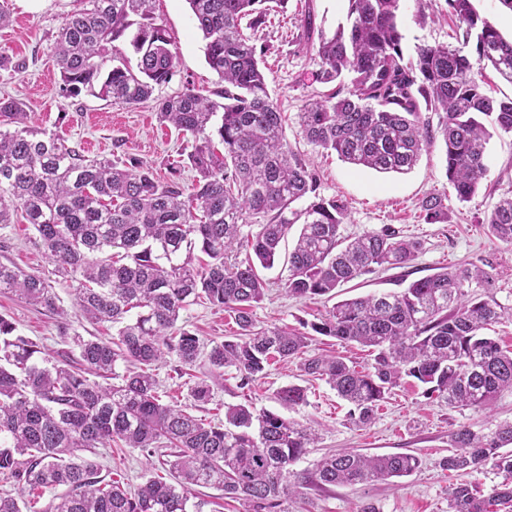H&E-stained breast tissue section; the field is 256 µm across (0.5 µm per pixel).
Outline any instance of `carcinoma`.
<instances>
[{"label": "carcinoma", "instance_id": "obj_1", "mask_svg": "<svg viewBox=\"0 0 512 512\" xmlns=\"http://www.w3.org/2000/svg\"><path fill=\"white\" fill-rule=\"evenodd\" d=\"M154 0H86L63 18L53 46L61 94L86 91L115 104L149 100L159 121L192 138L186 167L197 173L190 192L171 178L157 181L136 157L118 164L87 160L59 139L27 125L26 104L0 98V224L21 209L57 272L77 283L75 304L89 319L117 328L109 339L75 335L80 367L53 361L42 347L16 334L0 315V478L16 494H0V512H203L190 502L196 487H214L243 512H281L293 488L387 481L421 465L412 454L368 456L354 450L327 454L313 471L293 466L318 436L292 418L250 404L224 407V421H206L159 393L154 371L167 355L192 366L206 355L207 377L191 388L196 403L212 400L232 368L246 386L275 362L298 360L307 376L323 380L349 405L348 419L366 425L386 395L408 377L450 407L482 408L512 392V350L485 331L503 308L478 289L490 286L483 268L444 269L397 292L341 300L311 332L259 327L252 309L294 226L288 254V295L331 297L344 284L377 268L405 269L422 243L392 227L349 240L341 226L347 208L319 195L316 174L285 137L284 119L271 98L261 64L265 48L241 29L265 23L268 0H188L205 40L206 62L224 82L211 100L188 87L153 97L175 75L176 52L153 15ZM346 23L318 34L315 81L331 84L308 100L299 123L307 141L342 161L381 174H406L436 138L445 147L446 176L456 197L470 200L486 177V124L512 133V98L486 89L491 66L512 83V40L473 7L447 0L469 52L420 44L405 57L398 16L401 0H347ZM137 57L128 65L119 44ZM116 64L102 69L107 56ZM426 112L438 114L432 125ZM223 146L218 151L217 145ZM301 201V208L294 204ZM424 220L448 221L441 196L421 202ZM490 235L512 245V195L487 218ZM253 257L229 260L241 247ZM207 256L195 263L194 249ZM48 311L57 296L42 277L0 263V292ZM207 301L234 316L237 333L205 349L177 327L182 311ZM371 349V368L360 371L340 355H306L310 333ZM135 370L120 375L118 363ZM112 378L100 384L85 376ZM282 406L307 404L306 389L291 384L276 393ZM152 454L170 449L174 482L150 478L135 490L106 482L93 455L114 441ZM512 423L487 433L466 426L451 436L454 452L439 461L448 471L486 465L501 481L486 493L471 483L448 492V512H512ZM65 493L46 509L43 492Z\"/></svg>", "mask_w": 512, "mask_h": 512}]
</instances>
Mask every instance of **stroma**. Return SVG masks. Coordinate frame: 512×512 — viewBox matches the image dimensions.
I'll list each match as a JSON object with an SVG mask.
<instances>
[{
    "label": "stroma",
    "mask_w": 512,
    "mask_h": 512,
    "mask_svg": "<svg viewBox=\"0 0 512 512\" xmlns=\"http://www.w3.org/2000/svg\"><path fill=\"white\" fill-rule=\"evenodd\" d=\"M82 5V0H8L11 22L0 28V56L26 60L28 67L20 73L0 70V93L22 99L30 126L63 140L87 159L117 160L130 155L141 160L158 180H168L171 167L185 158L191 142L173 127L159 123L152 102L128 107L87 92L67 98L59 90L60 73L52 47L63 17ZM307 11L316 29L330 34L345 22L347 3L287 0L285 8L270 11L265 24L250 37L254 44L267 49L263 65L268 88L286 116L289 144L318 174L321 196L342 199L347 205L343 235L352 239L388 225L404 236L421 240L423 248L410 268L415 279L450 266H488L491 292L504 310L491 334L512 349V246L493 239L487 230V218L495 203L512 194V133L494 131L486 153L487 176L468 202L458 201L448 182L442 140H435L406 174L358 170L327 154L303 137L298 118L308 99L325 90L314 80L317 47L300 38L299 19ZM154 12L172 36L177 52L176 73L168 84L156 89V96H175L188 87L212 96L220 87L219 78L206 63L205 42L187 0H156ZM399 23L406 55H414L416 46L424 43L462 44L446 0H402ZM429 194L444 199L447 222L430 224L424 220L420 203ZM0 262L48 278L59 298L61 311L52 314L15 296L0 294V314L15 324L17 334L44 346L51 356L73 362L79 359L73 336H113L109 324L87 320L76 309L74 282L57 274L55 262L21 214H14L12 223L0 225ZM287 275V269L279 264L264 271L269 285L253 309L257 326L297 328L304 322L319 321L331 308V301L324 298L289 296L283 287ZM178 324L206 344L222 341L237 329L227 312L206 302L190 305ZM207 371L205 360L183 368L169 356L158 364L155 374L160 387L185 405L191 401V388ZM290 384L306 387L308 395L307 405L293 411V418L319 433L316 447L297 463V470L312 469L320 457L343 448L370 455L413 453L422 464L409 476L387 481L297 488L284 499L282 512H359L368 501L381 512H448V492L454 484L468 480L488 489L499 481L491 468L465 474L442 469L439 461L447 456L450 436L459 427L478 431L511 422L512 394L508 392L480 409L452 408L444 398L425 394L420 384L407 378L387 395L371 423L356 427L348 420L347 404L335 391L324 381L303 375L297 363L291 362L272 365L265 378L246 386L233 370H225L223 387L215 389L212 401L195 408L194 413L210 420L224 405L245 402L278 413L282 407L276 393ZM166 455L163 448L147 455L115 446L98 449L95 460L102 478L134 488L151 477H168Z\"/></svg>",
    "instance_id": "obj_1"
}]
</instances>
